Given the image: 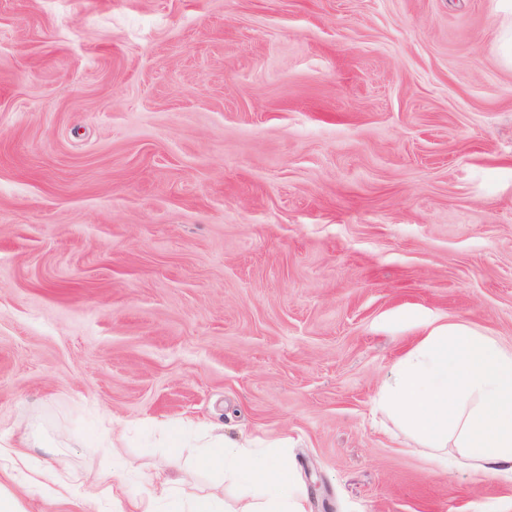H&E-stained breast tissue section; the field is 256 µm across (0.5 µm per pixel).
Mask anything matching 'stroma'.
<instances>
[{"instance_id": "35a3bbf8", "label": "stroma", "mask_w": 512, "mask_h": 512, "mask_svg": "<svg viewBox=\"0 0 512 512\" xmlns=\"http://www.w3.org/2000/svg\"><path fill=\"white\" fill-rule=\"evenodd\" d=\"M498 0H0V437L22 512H127L219 435L306 512H512L376 407L434 328L512 346ZM124 496L102 494L105 477ZM29 448H43L46 455L58 462L54 448L39 442L27 432L21 434L16 442L0 438V460H8L16 469H28L30 461Z\"/></svg>"}]
</instances>
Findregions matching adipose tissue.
Returning <instances> with one entry per match:
<instances>
[{"instance_id":"1","label":"adipose tissue","mask_w":512,"mask_h":512,"mask_svg":"<svg viewBox=\"0 0 512 512\" xmlns=\"http://www.w3.org/2000/svg\"><path fill=\"white\" fill-rule=\"evenodd\" d=\"M378 403L423 447L443 456L458 448L477 470L512 479V349L493 337L435 328L397 365ZM200 460L251 490L242 512H304L289 465L229 445ZM151 485L130 512H156L164 500L179 501L182 512H224L216 495H184L173 474L156 473Z\"/></svg>"}]
</instances>
